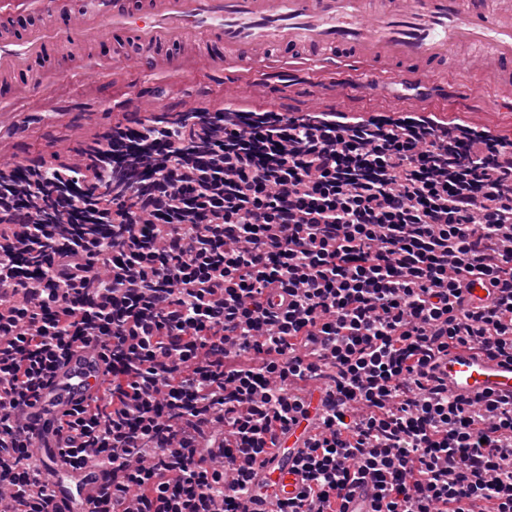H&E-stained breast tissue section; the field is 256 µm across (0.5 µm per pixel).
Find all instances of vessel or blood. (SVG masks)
I'll return each instance as SVG.
<instances>
[{
  "label": "vessel or blood",
  "mask_w": 512,
  "mask_h": 512,
  "mask_svg": "<svg viewBox=\"0 0 512 512\" xmlns=\"http://www.w3.org/2000/svg\"><path fill=\"white\" fill-rule=\"evenodd\" d=\"M37 22L18 27L0 21V75L16 88L38 89L32 73L53 53L85 54L108 37L126 34L139 54L120 58L118 69L130 80L143 72L179 69L181 62L213 52L217 65L204 82L188 88L189 100L220 89L226 105L240 91L225 87L224 73L234 67L264 70L269 50L304 53L306 66L357 74L362 88L375 92L391 63L399 79L434 78L461 47L472 50V72L489 65L512 76V6L493 8L488 0H29ZM173 46L177 59L156 57ZM435 373L463 397L512 398V362L464 347L449 349ZM104 379L99 350L88 344L59 368L26 419L39 439L35 452L50 475L53 512H81L99 495L107 474L98 457L78 470L64 464L58 450L62 413L96 390ZM308 433L292 425L262 466L253 471V492L278 483L281 497L295 496L298 457Z\"/></svg>",
  "instance_id": "vessel-or-blood-1"
}]
</instances>
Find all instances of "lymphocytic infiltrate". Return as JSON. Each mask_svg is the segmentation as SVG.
<instances>
[{
  "instance_id": "lymphocytic-infiltrate-1",
  "label": "lymphocytic infiltrate",
  "mask_w": 512,
  "mask_h": 512,
  "mask_svg": "<svg viewBox=\"0 0 512 512\" xmlns=\"http://www.w3.org/2000/svg\"><path fill=\"white\" fill-rule=\"evenodd\" d=\"M0 165V508L52 512L25 424L73 348L104 385L59 453L88 512H249L277 433L318 420L272 512H512V400L452 395L460 345L512 361V143L429 116L147 114L96 158ZM486 295L475 300L473 288Z\"/></svg>"
}]
</instances>
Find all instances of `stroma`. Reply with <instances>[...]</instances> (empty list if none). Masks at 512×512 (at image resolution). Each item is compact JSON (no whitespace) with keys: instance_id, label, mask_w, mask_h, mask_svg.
<instances>
[{"instance_id":"35a3bbf8","label":"stroma","mask_w":512,"mask_h":512,"mask_svg":"<svg viewBox=\"0 0 512 512\" xmlns=\"http://www.w3.org/2000/svg\"><path fill=\"white\" fill-rule=\"evenodd\" d=\"M470 54V49H460L446 70L432 81L420 82L418 89H406L390 77L371 95L361 89L357 77H350L343 89L333 74L302 68L297 61H275L269 65L267 91L243 96L238 109L295 115L345 112L393 119L417 112L441 123L465 124L512 141V112L494 104L495 98L512 94V84L503 82L493 71L475 75L462 68L460 58ZM81 62L78 56H59L47 62L53 83L35 95L15 97L21 121L11 128L0 118V150L20 153L24 164L31 166L49 162L59 145H69L71 154H78L111 132L113 126L135 117L137 105L124 77L101 86L76 84L74 71ZM474 84L481 87V94H469Z\"/></svg>"}]
</instances>
